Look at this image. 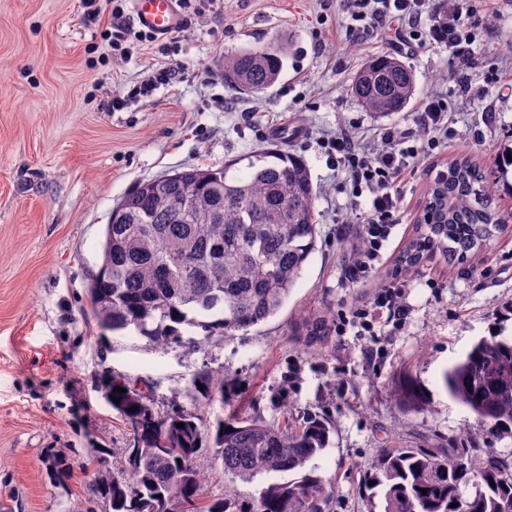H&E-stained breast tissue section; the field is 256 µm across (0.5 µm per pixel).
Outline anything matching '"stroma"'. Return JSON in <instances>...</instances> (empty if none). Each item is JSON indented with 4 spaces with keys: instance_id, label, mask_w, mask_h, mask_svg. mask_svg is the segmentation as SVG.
<instances>
[{
    "instance_id": "obj_1",
    "label": "stroma",
    "mask_w": 512,
    "mask_h": 512,
    "mask_svg": "<svg viewBox=\"0 0 512 512\" xmlns=\"http://www.w3.org/2000/svg\"><path fill=\"white\" fill-rule=\"evenodd\" d=\"M191 26L165 52L130 44L114 55L106 15L80 0H0V505L8 512H106L86 490L84 469L95 449L133 441L105 397L121 374L150 392L154 409L171 406L214 420L258 397L268 421L281 384L298 410L330 415L334 448L315 461L334 482L333 512H369L361 465L379 448L469 439L512 449V432L481 423L442 389L441 371L482 339L512 336V166L497 183L501 230L461 265L437 257L444 285L410 281L406 317L362 336L307 332L317 320L368 304L370 284L341 285L351 260L336 222L349 196L322 142L340 129L378 150L381 126L412 125L421 98L447 92L455 135L432 162L469 160L486 174L512 153V0H466L474 40L473 99L462 95L448 49L430 44L400 51L388 35L367 43L345 35L344 0H197ZM285 43L288 57L272 86L242 94L219 65L248 47ZM392 56L409 66L414 100L380 119L351 94L363 65ZM174 67L175 79L152 95L112 109L113 95ZM300 125L280 140L308 166L321 228L311 255L280 312L247 334L215 335L200 344L159 345L138 332L102 334L83 309L101 262L113 206L143 179L188 166H223L268 146L263 131ZM430 178L408 175L403 221L381 267L390 272L415 235ZM202 369L238 374L249 389L230 405L204 402L190 387ZM68 459L65 485L51 482L47 454Z\"/></svg>"
}]
</instances>
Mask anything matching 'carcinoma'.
<instances>
[{
    "instance_id": "cac0c4a2",
    "label": "carcinoma",
    "mask_w": 512,
    "mask_h": 512,
    "mask_svg": "<svg viewBox=\"0 0 512 512\" xmlns=\"http://www.w3.org/2000/svg\"><path fill=\"white\" fill-rule=\"evenodd\" d=\"M284 56L283 47L242 49L224 57L222 75L256 93L277 80ZM351 91L366 111L387 117L410 102L415 79L399 60L378 57ZM247 160L242 175L232 173V163L190 166L142 180L122 197L88 286L90 311L102 331L133 329L160 345H195L199 340L184 333L233 336L281 310L317 249L313 183L303 160L278 149L257 150ZM496 208L495 183L481 168L448 166L446 180L429 186L421 234L400 262L413 263L421 242L433 238L450 264L476 252L500 229ZM440 380L448 396L480 420L512 430V338L477 342ZM191 385L206 402L217 394L233 403L244 392L239 379L211 370L195 373ZM108 388L119 399L112 409L134 434L132 445L105 449L123 458L121 471H112L102 456L88 467L89 495L107 500L111 512H329L334 486L312 461L331 448L335 422L328 414L297 410L288 401V381L277 397L281 421H267L254 401L249 412L211 427L181 408L157 417L152 399L124 376L112 377ZM204 446L233 479L291 478L270 481L248 499L226 485L224 498L206 500V476L195 465ZM363 482L380 499L379 512H456L451 504L460 497L470 512H512V450L469 441L382 448Z\"/></svg>"
}]
</instances>
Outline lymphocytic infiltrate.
I'll return each instance as SVG.
<instances>
[{"label": "lymphocytic infiltrate", "instance_id": "obj_1", "mask_svg": "<svg viewBox=\"0 0 512 512\" xmlns=\"http://www.w3.org/2000/svg\"><path fill=\"white\" fill-rule=\"evenodd\" d=\"M347 7L352 36L368 39L391 28L400 43L410 48L430 42L445 45L459 71L474 63L472 40L461 20V0H448L447 7L431 10L425 9L424 0H347ZM452 121L447 95L436 94L422 99L413 127L380 130L386 145L380 152H366L345 131L327 137L335 169L345 175L351 206L360 219L356 233L362 242L356 259L344 271L345 280L362 283L378 269L404 211L400 185L408 173L432 157L439 140L447 138ZM406 286L402 268H395L369 306L339 315L336 332L355 326L371 334L378 324L400 320L406 312Z\"/></svg>", "mask_w": 512, "mask_h": 512}]
</instances>
